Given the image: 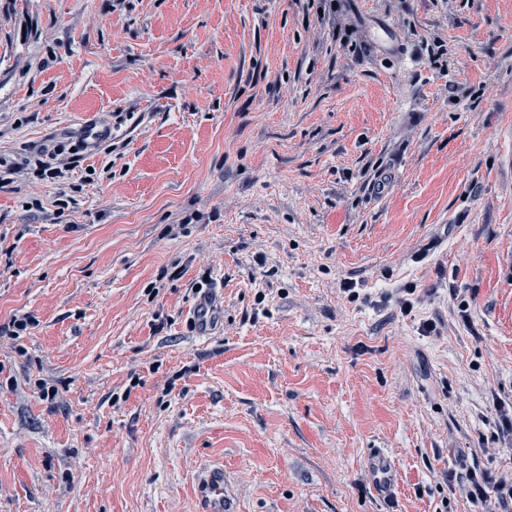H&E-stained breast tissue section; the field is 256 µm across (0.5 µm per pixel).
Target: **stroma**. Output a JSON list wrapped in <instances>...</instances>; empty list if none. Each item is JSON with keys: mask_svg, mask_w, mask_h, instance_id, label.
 Returning a JSON list of instances; mask_svg holds the SVG:
<instances>
[{"mask_svg": "<svg viewBox=\"0 0 512 512\" xmlns=\"http://www.w3.org/2000/svg\"><path fill=\"white\" fill-rule=\"evenodd\" d=\"M340 6L352 49L305 0H0V167L115 145L65 204L0 180V512H197L210 465L230 512H482L449 472H512V0ZM217 304L209 295L202 294L193 309V325L200 336H209L217 326Z\"/></svg>", "mask_w": 512, "mask_h": 512, "instance_id": "stroma-1", "label": "stroma"}]
</instances>
